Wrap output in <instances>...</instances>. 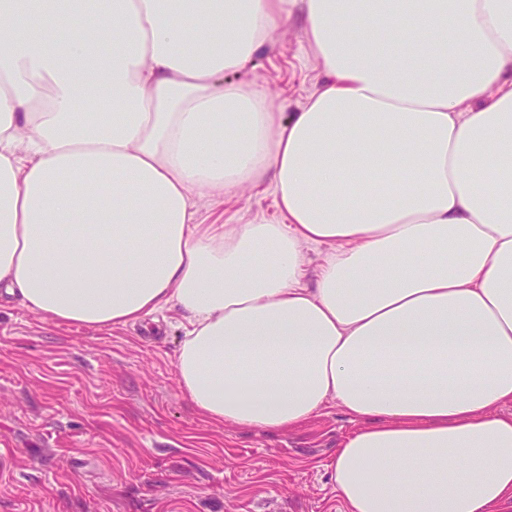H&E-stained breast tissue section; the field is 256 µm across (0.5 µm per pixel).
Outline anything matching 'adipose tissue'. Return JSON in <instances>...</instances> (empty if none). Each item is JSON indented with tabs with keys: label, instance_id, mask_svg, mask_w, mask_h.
Wrapping results in <instances>:
<instances>
[{
	"label": "adipose tissue",
	"instance_id": "1",
	"mask_svg": "<svg viewBox=\"0 0 512 512\" xmlns=\"http://www.w3.org/2000/svg\"><path fill=\"white\" fill-rule=\"evenodd\" d=\"M297 13L323 82L291 112L238 76ZM245 186L283 223H198ZM0 293L96 330L177 310L210 423L339 407L344 512H498L512 0H0Z\"/></svg>",
	"mask_w": 512,
	"mask_h": 512
}]
</instances>
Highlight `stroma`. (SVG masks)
Masks as SVG:
<instances>
[{"label": "stroma", "instance_id": "stroma-1", "mask_svg": "<svg viewBox=\"0 0 512 512\" xmlns=\"http://www.w3.org/2000/svg\"><path fill=\"white\" fill-rule=\"evenodd\" d=\"M243 80L299 108L321 71L291 17ZM205 224L280 223L273 192L204 198ZM173 310L98 332L0 298V512H341L332 408L275 433L206 423L182 395Z\"/></svg>", "mask_w": 512, "mask_h": 512}]
</instances>
